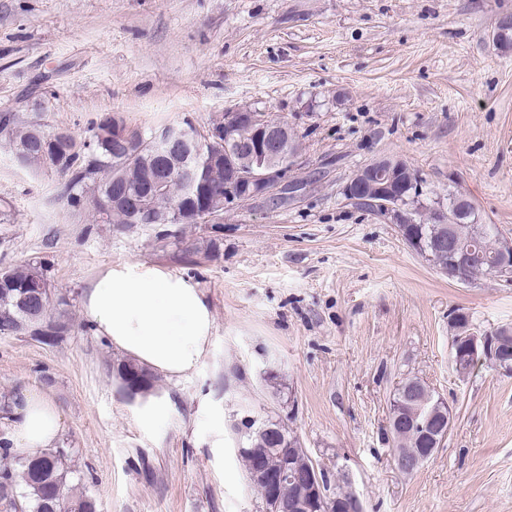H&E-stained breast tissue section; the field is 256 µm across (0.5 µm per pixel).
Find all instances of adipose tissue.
<instances>
[{
  "label": "adipose tissue",
  "instance_id": "ef3b65f1",
  "mask_svg": "<svg viewBox=\"0 0 512 512\" xmlns=\"http://www.w3.org/2000/svg\"><path fill=\"white\" fill-rule=\"evenodd\" d=\"M81 314L94 335L151 371L178 380L204 360L213 336L212 309L194 279L145 263L109 267L86 288ZM16 454L56 447L62 414L45 393L26 389L8 399Z\"/></svg>",
  "mask_w": 512,
  "mask_h": 512
}]
</instances>
